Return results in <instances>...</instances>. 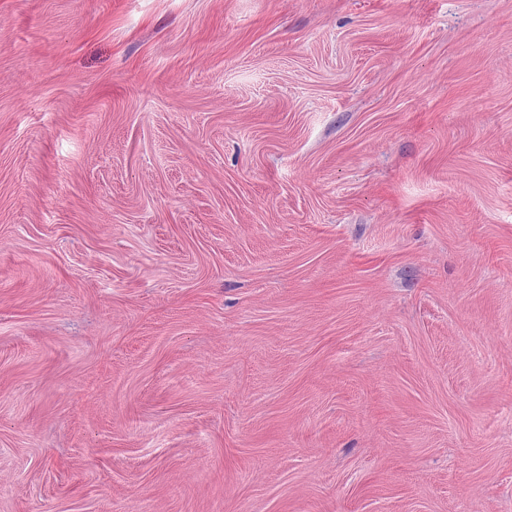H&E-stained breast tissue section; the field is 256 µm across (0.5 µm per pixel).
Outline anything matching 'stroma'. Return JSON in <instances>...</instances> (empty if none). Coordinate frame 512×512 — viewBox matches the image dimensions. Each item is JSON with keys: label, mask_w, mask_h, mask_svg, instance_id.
I'll use <instances>...</instances> for the list:
<instances>
[{"label": "stroma", "mask_w": 512, "mask_h": 512, "mask_svg": "<svg viewBox=\"0 0 512 512\" xmlns=\"http://www.w3.org/2000/svg\"><path fill=\"white\" fill-rule=\"evenodd\" d=\"M0 512H512V0H0Z\"/></svg>", "instance_id": "1"}]
</instances>
